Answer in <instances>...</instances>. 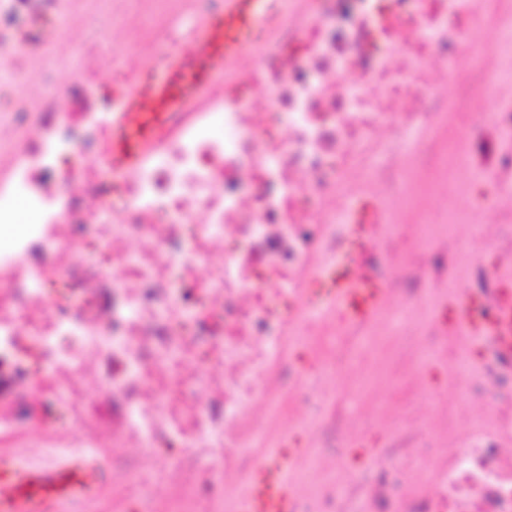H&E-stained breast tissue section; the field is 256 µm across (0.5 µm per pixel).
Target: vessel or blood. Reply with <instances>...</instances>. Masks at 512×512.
Instances as JSON below:
<instances>
[{"instance_id":"vessel-or-blood-1","label":"vessel or blood","mask_w":512,"mask_h":512,"mask_svg":"<svg viewBox=\"0 0 512 512\" xmlns=\"http://www.w3.org/2000/svg\"><path fill=\"white\" fill-rule=\"evenodd\" d=\"M286 0H224L205 17L190 56H166L140 73L133 85L117 90V108L101 144L104 174L128 178L154 154L185 101L213 85L243 52L280 21ZM310 301L326 305L344 326L372 321L387 294L385 285L332 271L309 283ZM457 325L482 329L500 355L512 357V300L498 306L492 320L479 322L467 292L457 295ZM304 449L280 445L258 462L251 483L231 512H296L297 491L289 475ZM101 465L87 454L30 461L0 452V512H81L103 491Z\"/></svg>"}]
</instances>
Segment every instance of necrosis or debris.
Returning a JSON list of instances; mask_svg holds the SVG:
<instances>
[{"mask_svg":"<svg viewBox=\"0 0 512 512\" xmlns=\"http://www.w3.org/2000/svg\"><path fill=\"white\" fill-rule=\"evenodd\" d=\"M61 5L0 0V70L24 79L0 91V112L28 130L0 178V223H16L21 207L35 218L0 261V410L13 411L0 414V432L31 420L27 379L50 385L96 355L112 401L98 407V430L65 445L105 459L109 495L87 512H224L225 476L248 483L264 439L299 427L291 401L320 414L304 428L317 459L299 474V512H512V448L489 435L448 456L407 429L371 472L341 485L319 478L321 461L344 455L351 417L324 411L326 390L297 362L299 337L327 336L321 372L367 332L340 328L303 296L315 270L340 261L385 283L379 332L408 353L446 355L447 332L420 315L437 297L465 287L489 314L512 289L482 261L459 268L454 233L480 223L468 203L480 184L512 224V8L497 14L493 45L475 22L479 0H305L115 191L97 163L72 162L105 112L88 92L93 68L33 97L36 54L15 52L21 27ZM430 197L439 215L404 258L393 228ZM361 200L371 204L367 235L352 250ZM88 224L112 260V285L86 288L69 274L73 308L45 271L71 265ZM488 387L512 433V368L488 369L464 394ZM49 400L43 443L25 448L37 459L55 452L60 420L82 418L73 388L52 387Z\"/></svg>","mask_w":512,"mask_h":512,"instance_id":"obj_1","label":"necrosis or debris"}]
</instances>
